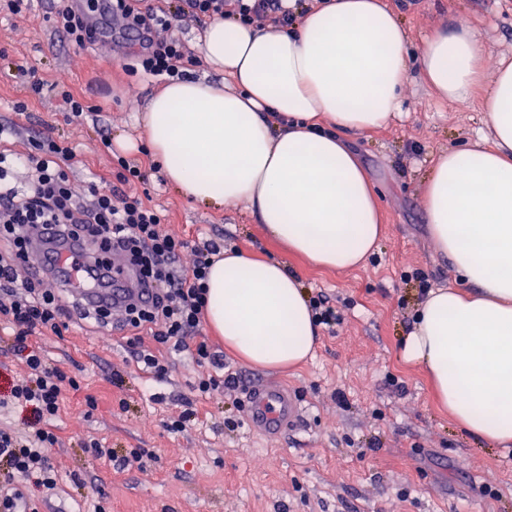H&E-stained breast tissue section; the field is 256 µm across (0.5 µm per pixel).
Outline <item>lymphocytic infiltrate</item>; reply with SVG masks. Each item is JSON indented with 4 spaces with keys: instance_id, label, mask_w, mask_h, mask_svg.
<instances>
[{
    "instance_id": "obj_1",
    "label": "lymphocytic infiltrate",
    "mask_w": 512,
    "mask_h": 512,
    "mask_svg": "<svg viewBox=\"0 0 512 512\" xmlns=\"http://www.w3.org/2000/svg\"><path fill=\"white\" fill-rule=\"evenodd\" d=\"M113 17L125 29L142 32L146 44L139 64L145 72L182 78L190 56L173 36L174 17H238L245 24L273 22L290 25L283 0H181L176 12L136 8L134 0H109ZM73 151L67 141L52 137L30 138L29 150L19 155L0 152V323L21 353L25 372L13 379L0 406L25 415L26 429L17 434L0 428V512H39L38 500L28 489L53 492L58 475L52 450L58 444L53 421L60 411L64 388H77L76 378L51 364L30 343L38 331L59 332L64 321L87 320L98 325L112 321L101 308L86 313L64 304L51 275L41 271L20 278V268L33 257L32 240L40 227L81 242L88 259L111 270L113 253H121L139 281L150 284V304L129 303L121 322L128 330L151 328L155 344L180 350L193 347L198 365L211 368L223 361L206 341L200 340L204 315L203 282L224 242H192L163 228V216L140 198L88 182L77 192L71 179ZM191 267H184L185 254Z\"/></svg>"
}]
</instances>
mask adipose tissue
<instances>
[{"label":"adipose tissue","instance_id":"1","mask_svg":"<svg viewBox=\"0 0 512 512\" xmlns=\"http://www.w3.org/2000/svg\"><path fill=\"white\" fill-rule=\"evenodd\" d=\"M292 25L214 20L205 61L235 91L205 80L167 84L143 123L168 185L201 204L241 206L289 252L339 271L364 268L383 234L375 190L344 131L402 113L411 71L453 103L480 99L488 131L442 152L421 183L437 250L469 284L429 291L402 344L439 404L471 436L512 443V61L486 78L478 32L452 18L410 58L385 0H287ZM207 319L242 359L292 367L319 328L284 262L236 251L207 280Z\"/></svg>","mask_w":512,"mask_h":512}]
</instances>
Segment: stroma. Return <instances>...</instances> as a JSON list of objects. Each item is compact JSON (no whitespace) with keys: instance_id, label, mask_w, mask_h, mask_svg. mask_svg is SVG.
I'll return each mask as SVG.
<instances>
[{"instance_id":"35a3bbf8","label":"stroma","mask_w":512,"mask_h":512,"mask_svg":"<svg viewBox=\"0 0 512 512\" xmlns=\"http://www.w3.org/2000/svg\"><path fill=\"white\" fill-rule=\"evenodd\" d=\"M387 2L409 30L410 54L451 13L480 31L487 72L512 58V0ZM54 5L36 0L26 15L0 16V124L20 130L0 138V150L22 154L28 137L49 135L72 146L76 186L92 171L115 179L118 154L100 138L143 136L139 117L163 83L125 72L103 47L69 41L48 17ZM25 66L46 82L40 98L28 96ZM60 83L99 109V120H72ZM402 97L401 119L345 136L384 223L376 252L355 271L318 268L287 254L249 212L189 201L165 184L152 156L132 155L145 180L129 193L166 212V231L192 241L219 234L225 248L285 260L309 296H326L342 322L321 331L306 362L284 369L246 363L202 328L224 357L223 374L244 384L278 383L300 400L301 420L275 436L250 427L236 405L241 391H195L200 368L190 351L168 353L170 371L159 381L137 363L127 335L111 328L83 322L59 336L35 335L33 345L80 383L62 394L55 421L59 484L40 512H90L99 497L107 512H512V447L463 433L437 406L425 373L400 356L421 300L420 279L433 288L459 284L431 238L420 183L440 152L484 131V116L479 100H440L416 73ZM90 396L98 403L93 412ZM185 411L192 415L186 430L169 432L167 421ZM93 438L111 457L87 450ZM133 448L142 450L141 462L124 464Z\"/></svg>"}]
</instances>
